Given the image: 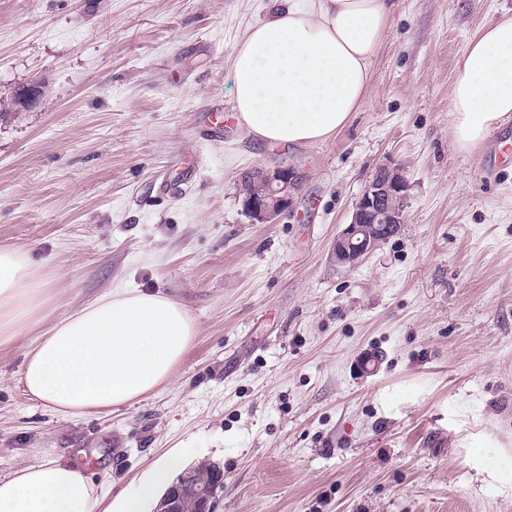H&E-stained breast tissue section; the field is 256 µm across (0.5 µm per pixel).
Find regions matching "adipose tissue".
<instances>
[{"label":"adipose tissue","instance_id":"ef3b65f1","mask_svg":"<svg viewBox=\"0 0 512 512\" xmlns=\"http://www.w3.org/2000/svg\"><path fill=\"white\" fill-rule=\"evenodd\" d=\"M389 0H270L266 18L232 58L239 127L265 144H314L348 125L370 91L386 34ZM452 141L479 147L512 120V15L478 28L456 61L449 90ZM48 282L26 250L0 249V341L44 324ZM32 337L17 382L29 400L63 416L131 406L167 384L197 328L159 291L117 288L87 301ZM179 462L158 463L112 512H147ZM83 469L58 459L0 473V512H96Z\"/></svg>","mask_w":512,"mask_h":512}]
</instances>
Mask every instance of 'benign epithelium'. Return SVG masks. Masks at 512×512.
Listing matches in <instances>:
<instances>
[{
    "instance_id": "obj_1",
    "label": "benign epithelium",
    "mask_w": 512,
    "mask_h": 512,
    "mask_svg": "<svg viewBox=\"0 0 512 512\" xmlns=\"http://www.w3.org/2000/svg\"><path fill=\"white\" fill-rule=\"evenodd\" d=\"M253 194L243 206L250 218L271 224L289 207L292 184L289 169L259 168L252 173ZM407 181L400 167L384 165L362 191L351 222L336 236L332 252L336 263L355 266L361 258L396 234L404 223ZM224 488V471L216 467L200 482L184 473L167 490L159 512H216L218 492Z\"/></svg>"
}]
</instances>
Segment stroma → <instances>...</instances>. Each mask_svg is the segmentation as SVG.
<instances>
[{
	"instance_id": "1",
	"label": "stroma",
	"mask_w": 512,
	"mask_h": 512,
	"mask_svg": "<svg viewBox=\"0 0 512 512\" xmlns=\"http://www.w3.org/2000/svg\"><path fill=\"white\" fill-rule=\"evenodd\" d=\"M266 4L0 0V102L39 90L0 119V248L47 276L48 319L144 288L198 327L153 394L65 419L18 386L25 340L0 344V472L63 456L108 505L178 451L223 469L217 512H512V163L489 162L512 123L459 152L448 99L512 0H393L368 98L308 146L249 140L233 110L234 45ZM382 165L405 170V222L337 264ZM278 166L289 208L253 222L243 178Z\"/></svg>"
}]
</instances>
